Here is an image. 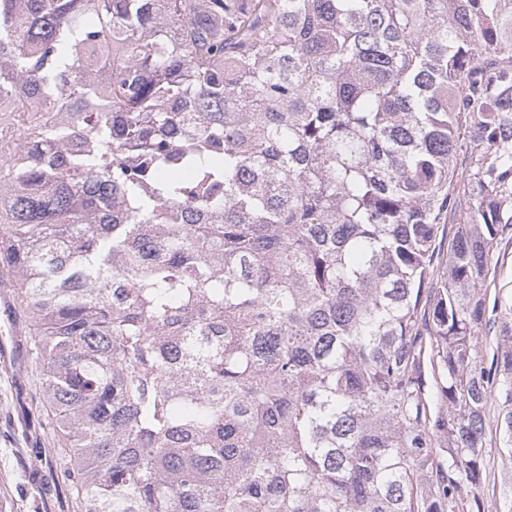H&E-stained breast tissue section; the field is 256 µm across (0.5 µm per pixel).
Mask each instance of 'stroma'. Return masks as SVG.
Instances as JSON below:
<instances>
[{
    "label": "stroma",
    "instance_id": "stroma-1",
    "mask_svg": "<svg viewBox=\"0 0 512 512\" xmlns=\"http://www.w3.org/2000/svg\"><path fill=\"white\" fill-rule=\"evenodd\" d=\"M486 323L476 341L492 357L498 336L512 332V228L498 234L485 282ZM39 369L23 361L0 368V512H81L61 479L60 444L53 426L40 423ZM501 398L488 406L484 512H512V454L495 427Z\"/></svg>",
    "mask_w": 512,
    "mask_h": 512
}]
</instances>
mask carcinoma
<instances>
[{"label":"carcinoma","instance_id":"1","mask_svg":"<svg viewBox=\"0 0 512 512\" xmlns=\"http://www.w3.org/2000/svg\"><path fill=\"white\" fill-rule=\"evenodd\" d=\"M4 99L84 512H482L512 0H0Z\"/></svg>","mask_w":512,"mask_h":512}]
</instances>
